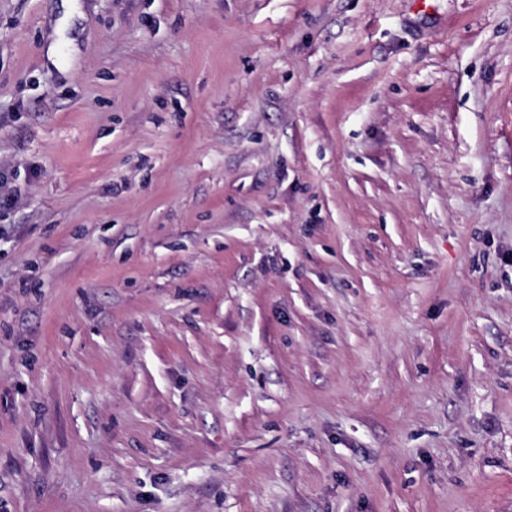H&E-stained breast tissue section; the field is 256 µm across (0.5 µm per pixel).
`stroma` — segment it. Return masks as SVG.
<instances>
[{
	"instance_id": "35a3bbf8",
	"label": "stroma",
	"mask_w": 512,
	"mask_h": 512,
	"mask_svg": "<svg viewBox=\"0 0 512 512\" xmlns=\"http://www.w3.org/2000/svg\"><path fill=\"white\" fill-rule=\"evenodd\" d=\"M0 512H512V0H0Z\"/></svg>"
}]
</instances>
